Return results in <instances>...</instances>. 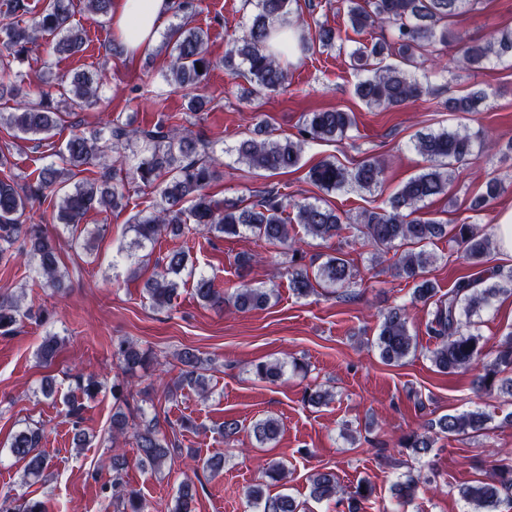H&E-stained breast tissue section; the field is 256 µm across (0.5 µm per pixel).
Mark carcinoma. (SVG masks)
Returning <instances> with one entry per match:
<instances>
[{"instance_id":"obj_1","label":"carcinoma","mask_w":512,"mask_h":512,"mask_svg":"<svg viewBox=\"0 0 512 512\" xmlns=\"http://www.w3.org/2000/svg\"><path fill=\"white\" fill-rule=\"evenodd\" d=\"M255 6L249 25L243 34L233 39V45L220 60L224 68L242 71L253 82L257 93H272L288 83V70L282 63L285 53L273 41V21L299 14L292 8L298 0H246ZM477 0H342L352 30L360 35L375 28L384 32L374 43H359L350 53L352 69L366 76L355 85V94L370 108L388 109L412 103L431 93L429 85L421 83L410 72L416 58L438 54L437 45L448 42V30L443 23L469 10ZM6 13L13 21H0V74L9 84L0 82V99L23 94L25 83L31 82L27 72L13 69V63L28 52V45L41 37L53 43L58 54H75L82 50L83 30L73 24V0H43L38 10L28 0H5ZM196 12L194 0H173L174 17L182 22L168 35V71L170 82L185 91L189 110L197 112L205 104L198 94L200 85L217 62L207 52V33L190 26L189 18ZM460 52L445 61L436 71L443 77L455 70L479 68L512 59V33L492 37L483 42L465 34H457ZM395 56L398 64L386 59ZM41 90L35 99L26 101L19 112H0V125L23 135L47 134L60 124V113L53 106L54 95L69 102L71 110L84 111L97 105L100 83L90 76L76 73L70 80L55 79L52 72L40 75ZM485 100L480 90L450 97L445 106L450 112L478 111ZM353 127L350 113L341 109L310 112L305 115L295 138H246L236 147L237 159L249 167L272 175L286 173L299 166L304 148L315 141H336L347 137ZM101 136L74 133L65 145L56 151L59 159L39 170L24 186L12 176L0 178V262H8L18 255H31L37 264L30 268L34 278L46 288H61L67 271L60 267L55 238L47 235L38 224H25L22 216L32 202L57 201L56 229L73 235L84 216L95 206L117 207L126 198L123 187L115 183V164L133 169V179L145 186L155 185L160 190L161 202L145 217H135L129 229L134 233L128 258L142 262L136 252L152 246L162 234L184 237L202 229L218 236H238L249 233L266 244L286 245L293 240L287 209L295 210L294 222L303 226L306 234L324 241H348L349 234L357 232L362 243L373 248L377 258L392 249H402L391 265L393 275L414 283L412 299L430 307L426 333L435 340L428 350V358L441 373L451 374L474 364H482L478 374V390L490 394L497 391L512 397V330L492 354L484 352L482 336L471 317L489 306L503 288L495 279L501 277L497 268L485 270L479 279L460 278L448 294L440 295L425 273L433 263L434 255L427 245L448 237L461 248L466 257L479 262L490 250L491 238L478 224L447 226L435 220L417 216L425 202L447 194L453 168L475 154L489 152L492 147L478 133L466 128L430 131L418 134L413 149L421 156L424 166L415 176L405 181L390 198L389 206L361 214L357 218L341 217L321 201L291 200L276 188L267 190L250 206L236 202L221 204L208 192L214 180L213 158L208 143L180 128L178 124L142 130L129 124H115L104 145ZM98 169L99 177H85L69 184L82 167ZM383 161L372 157L348 169L334 160H324L309 170L310 181L327 191L346 186L372 190L384 181ZM304 256L293 249L290 260V281L294 293L303 297L321 284L348 288L356 278V269L346 259L342 248L326 255V260L311 275L301 264ZM189 262V251L181 248L163 259L162 271L145 283V291L158 307L172 305L178 296L179 278ZM196 298L210 306L231 305L238 312L262 309L270 304L272 290L242 282L226 293L216 287L214 279L199 274L194 282ZM46 320L44 311L29 307L21 309L15 299H0V334L14 332L24 319ZM61 339L55 334L43 337L37 355L48 364L55 358ZM381 358L398 363L417 351V342L410 333L406 306L394 307L384 315L376 337ZM112 357L117 360L121 374L112 380V398L117 404L112 414V436L121 435L133 440L143 466L158 470L169 458L179 453L175 442L160 431L154 417H148L138 405L134 393L125 382V376L151 361L149 351L124 338L112 339ZM184 366L176 388L189 387L202 398L210 388L204 374L208 361L194 350L179 353ZM286 372V364L264 361L255 366L258 378L274 383ZM75 389L64 399L66 418L73 431V443L83 448L88 442L81 428L83 400L94 398L103 384L94 376L73 375ZM490 415L473 410L458 415H443L430 422L429 429L408 435L402 445L417 456L429 453L435 435L478 433L484 430ZM281 426L274 418L259 419L252 424L251 433L260 445L279 437ZM43 429L36 423H27L18 429L9 442V451L25 463L24 480L37 481L44 477L49 460L41 450ZM126 460L122 453L113 452L111 458L112 490L110 505L119 502L116 512H145L140 493L126 487L123 479ZM421 477L408 473L393 485V494L402 506L411 505L418 496ZM310 497L316 501H332L343 512H362L364 504L373 495L371 484L363 481L352 491L343 490L336 474L330 469L315 472L310 479ZM460 497L473 506L474 512H497L502 502L512 504V463H496L486 481L459 488ZM195 489L191 481L181 483L173 512H192ZM249 505L255 512H301V506L288 494L270 496L264 485L255 484L246 492ZM0 512H47L45 503L26 500L15 504L9 497L0 498Z\"/></svg>"}]
</instances>
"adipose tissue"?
Here are the masks:
<instances>
[{"instance_id": "adipose-tissue-1", "label": "adipose tissue", "mask_w": 512, "mask_h": 512, "mask_svg": "<svg viewBox=\"0 0 512 512\" xmlns=\"http://www.w3.org/2000/svg\"><path fill=\"white\" fill-rule=\"evenodd\" d=\"M171 14V0H113L115 37L129 55H138L154 43Z\"/></svg>"}]
</instances>
